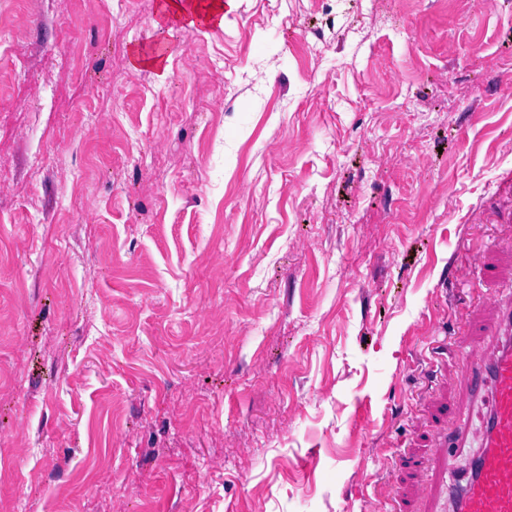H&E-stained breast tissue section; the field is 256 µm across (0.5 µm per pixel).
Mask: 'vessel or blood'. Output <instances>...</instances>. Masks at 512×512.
<instances>
[{
    "label": "vessel or blood",
    "instance_id": "1",
    "mask_svg": "<svg viewBox=\"0 0 512 512\" xmlns=\"http://www.w3.org/2000/svg\"><path fill=\"white\" fill-rule=\"evenodd\" d=\"M472 352L455 376L468 397L488 402L480 447L452 487L447 440L433 443L432 474L413 490L418 512H512V299L490 301L487 317L476 321Z\"/></svg>",
    "mask_w": 512,
    "mask_h": 512
}]
</instances>
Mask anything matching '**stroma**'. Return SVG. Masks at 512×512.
Listing matches in <instances>:
<instances>
[{"instance_id": "35a3bbf8", "label": "stroma", "mask_w": 512, "mask_h": 512, "mask_svg": "<svg viewBox=\"0 0 512 512\" xmlns=\"http://www.w3.org/2000/svg\"><path fill=\"white\" fill-rule=\"evenodd\" d=\"M0 14V512H400L512 294V0ZM223 0H163L159 5V24L168 17L190 16L191 25H223Z\"/></svg>"}]
</instances>
